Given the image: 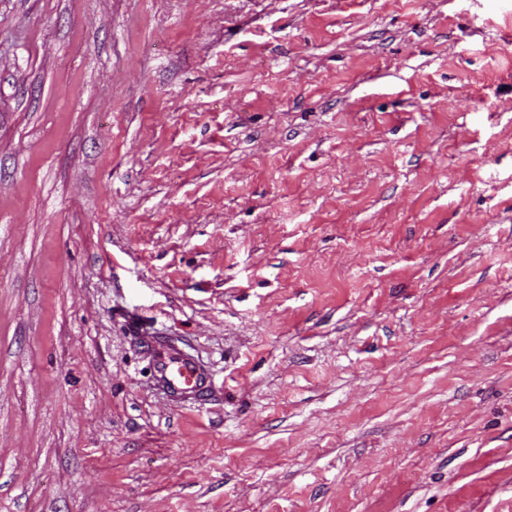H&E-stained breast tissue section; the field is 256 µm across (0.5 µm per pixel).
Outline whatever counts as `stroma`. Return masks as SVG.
Wrapping results in <instances>:
<instances>
[{"mask_svg": "<svg viewBox=\"0 0 512 512\" xmlns=\"http://www.w3.org/2000/svg\"><path fill=\"white\" fill-rule=\"evenodd\" d=\"M0 512H512V0H0ZM152 361L157 383L176 396L201 395L207 378L196 362L183 352L159 345L153 349Z\"/></svg>", "mask_w": 512, "mask_h": 512, "instance_id": "stroma-1", "label": "stroma"}]
</instances>
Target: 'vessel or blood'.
<instances>
[{
    "instance_id": "1",
    "label": "vessel or blood",
    "mask_w": 512,
    "mask_h": 512,
    "mask_svg": "<svg viewBox=\"0 0 512 512\" xmlns=\"http://www.w3.org/2000/svg\"><path fill=\"white\" fill-rule=\"evenodd\" d=\"M152 361L157 383L164 391L176 396L205 392L207 378L190 356L160 345L154 348Z\"/></svg>"
}]
</instances>
